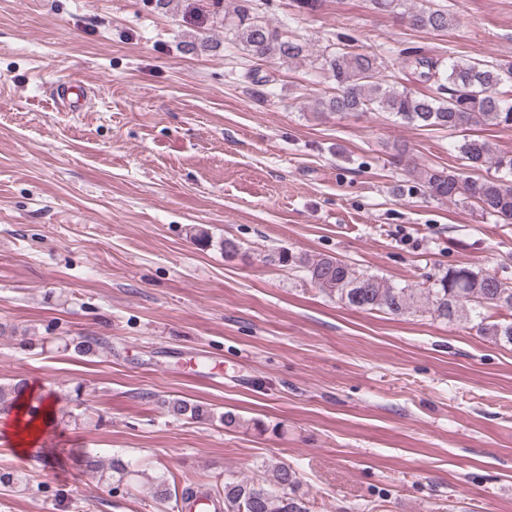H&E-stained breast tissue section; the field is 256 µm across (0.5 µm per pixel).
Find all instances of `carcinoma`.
Returning a JSON list of instances; mask_svg holds the SVG:
<instances>
[{"label": "carcinoma", "mask_w": 512, "mask_h": 512, "mask_svg": "<svg viewBox=\"0 0 512 512\" xmlns=\"http://www.w3.org/2000/svg\"><path fill=\"white\" fill-rule=\"evenodd\" d=\"M381 12L397 13L418 31L443 32L453 25L448 9L433 0H371ZM272 0H212L213 14L232 35L252 63V81L258 86L271 82L258 76L260 66L269 62L291 65L307 60L316 75L329 83V91L317 100L319 114L385 112L403 125L430 130L457 131L471 126L489 125L512 129V60L478 59L457 56L444 61L421 51H397V57L364 51L356 39L343 34L314 51L310 46L288 36L286 27L274 25L265 14ZM400 66L419 82L437 85L433 95L399 90L384 79L389 63ZM461 167L411 166L406 151L393 147L392 163L406 170L415 184L431 196L448 202L470 201L478 210L503 224H512V155L498 154L492 144L480 138L465 137L458 145ZM488 171L487 175L477 172ZM266 261L281 267L300 269L322 292L334 296L356 310H379L392 315L422 311L437 319L453 322L475 316L481 332L492 339L512 344V321L488 323L483 312L512 311V285L497 275L467 266L451 267L427 288H412L388 281L376 274L357 272L333 256L307 258L283 248L266 255ZM78 355L93 354L103 348L94 337L56 336ZM27 382L23 378L0 383V414L18 406ZM74 404L62 416L74 424L90 418L81 386L64 393ZM169 415L178 420L219 421L226 427L240 424V417L227 411L215 413L208 406L186 399L167 401ZM84 468L99 476L111 490L129 488L142 482L144 471L132 459L111 457L108 460L87 452L82 455ZM296 472L286 463L271 467L270 475L242 477L224 482L222 491H207L189 485L181 499L191 506L200 495L220 505L217 512H310L309 501L296 493Z\"/></svg>", "instance_id": "carcinoma-1"}]
</instances>
